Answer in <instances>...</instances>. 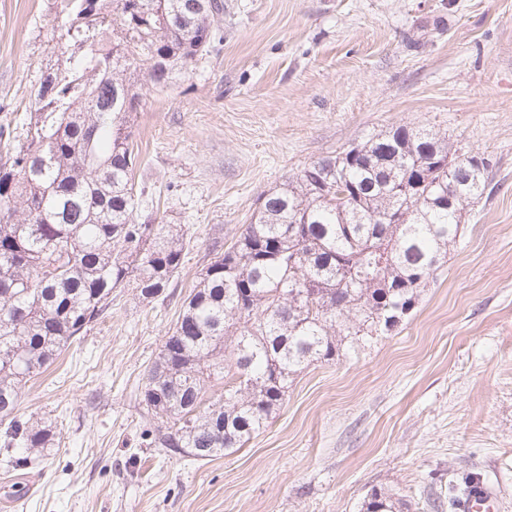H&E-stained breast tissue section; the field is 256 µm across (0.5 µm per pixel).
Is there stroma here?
Masks as SVG:
<instances>
[{
	"label": "stroma",
	"instance_id": "stroma-1",
	"mask_svg": "<svg viewBox=\"0 0 512 512\" xmlns=\"http://www.w3.org/2000/svg\"><path fill=\"white\" fill-rule=\"evenodd\" d=\"M52 0H0V125L23 135L43 71L82 55ZM430 125L488 159L492 192L392 335L295 375L265 431L228 457L150 447L140 405L213 245L259 199L369 134ZM136 178L179 225L168 298L134 289L22 389L60 442L0 468V512H360L372 489L408 512L469 472L512 512V0H224V41L133 116Z\"/></svg>",
	"mask_w": 512,
	"mask_h": 512
}]
</instances>
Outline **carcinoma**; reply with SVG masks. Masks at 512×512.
<instances>
[{
	"label": "carcinoma",
	"mask_w": 512,
	"mask_h": 512,
	"mask_svg": "<svg viewBox=\"0 0 512 512\" xmlns=\"http://www.w3.org/2000/svg\"><path fill=\"white\" fill-rule=\"evenodd\" d=\"M54 0L81 60L41 76L21 140L0 131V450L26 470L57 425L20 412L21 389L110 309L112 290L162 295L184 263L182 230L136 186L130 122L224 41V2ZM485 158L430 127H391L269 191L216 254L145 374L150 444L201 460L266 429L294 375L395 330L464 234L489 186ZM220 386L203 402L206 387ZM371 490L360 512H402Z\"/></svg>",
	"instance_id": "cac0c4a2"
}]
</instances>
